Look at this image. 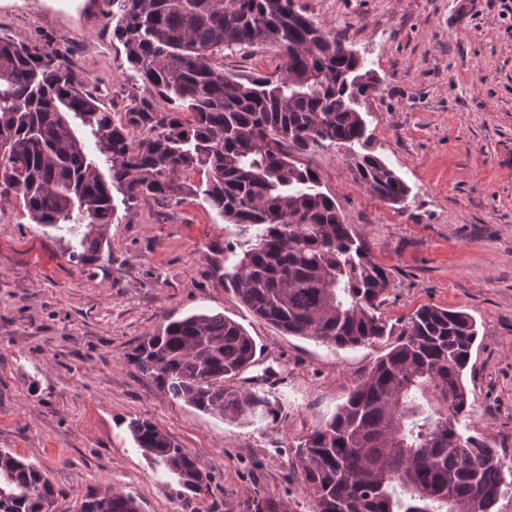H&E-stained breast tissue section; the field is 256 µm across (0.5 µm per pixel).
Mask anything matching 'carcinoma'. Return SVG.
I'll return each mask as SVG.
<instances>
[{
	"mask_svg": "<svg viewBox=\"0 0 512 512\" xmlns=\"http://www.w3.org/2000/svg\"><path fill=\"white\" fill-rule=\"evenodd\" d=\"M112 38L149 96L116 120L57 51L0 37V210L16 197L33 221L78 240L79 263L101 258L114 195L179 202L188 194L253 234L219 260L224 288L254 317L290 336L337 349L392 334L381 307L390 272L344 223L320 178L295 157L325 144L351 153L367 192L405 203L410 188L368 149L359 107L379 91L345 41L293 0H118ZM274 48L271 75L224 71V52ZM139 131L134 137L130 129ZM200 177L199 184L193 178ZM478 336L466 312L424 304L347 401L297 447L312 512H493L512 489L485 439L459 428L463 382ZM256 342L221 313L171 321L127 354L128 363L185 404L252 424L276 418L265 392L226 386L253 365ZM127 429L167 469L188 503L208 485L198 462L147 419ZM54 486L46 472L0 449V512H40ZM75 512H139L114 492L88 494ZM246 512H296L256 497Z\"/></svg>",
	"mask_w": 512,
	"mask_h": 512,
	"instance_id": "cac0c4a2",
	"label": "carcinoma"
}]
</instances>
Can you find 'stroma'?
Masks as SVG:
<instances>
[{
  "label": "stroma",
  "instance_id": "35a3bbf8",
  "mask_svg": "<svg viewBox=\"0 0 512 512\" xmlns=\"http://www.w3.org/2000/svg\"><path fill=\"white\" fill-rule=\"evenodd\" d=\"M361 55L380 90L361 107L370 148L410 187L405 208L370 195L343 150L302 155L322 191L391 274L383 318L401 331L421 305L469 313L479 336L459 427L512 466V0H293ZM105 0H0V37L64 53L105 107L144 95ZM110 256L81 264L70 241L34 223L22 200L0 212V448L40 465L50 512L87 493L132 494L140 512H245L254 497L311 512L297 445L321 427L390 339L336 349L257 320L212 270L243 243L203 199L118 206ZM221 313L256 341L234 387L269 393L276 420L243 426L172 399L126 356L161 324ZM150 419L210 482L190 505L134 444Z\"/></svg>",
  "mask_w": 512,
  "mask_h": 512
}]
</instances>
